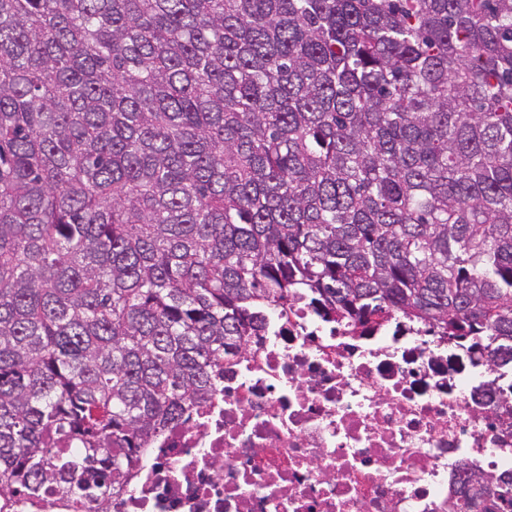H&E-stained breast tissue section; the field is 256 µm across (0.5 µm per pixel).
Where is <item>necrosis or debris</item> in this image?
Returning <instances> with one entry per match:
<instances>
[{
  "label": "necrosis or debris",
  "instance_id": "obj_1",
  "mask_svg": "<svg viewBox=\"0 0 512 512\" xmlns=\"http://www.w3.org/2000/svg\"><path fill=\"white\" fill-rule=\"evenodd\" d=\"M500 384L427 327L366 333L295 297L147 443L112 512H457L465 470L512 474Z\"/></svg>",
  "mask_w": 512,
  "mask_h": 512
}]
</instances>
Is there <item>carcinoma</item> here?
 I'll use <instances>...</instances> for the list:
<instances>
[{"mask_svg":"<svg viewBox=\"0 0 512 512\" xmlns=\"http://www.w3.org/2000/svg\"><path fill=\"white\" fill-rule=\"evenodd\" d=\"M293 288L512 377V0H0L1 504L110 512ZM86 504H76L58 495H44L40 498L21 497L13 503L10 512H92Z\"/></svg>","mask_w":512,"mask_h":512,"instance_id":"1","label":"carcinoma"}]
</instances>
